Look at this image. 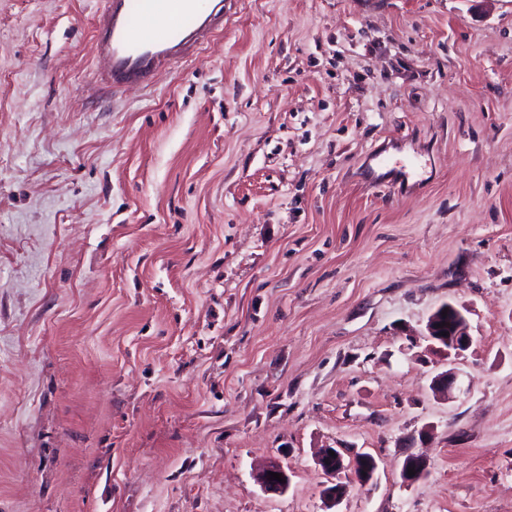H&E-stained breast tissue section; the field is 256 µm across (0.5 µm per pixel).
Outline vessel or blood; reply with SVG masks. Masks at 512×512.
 Masks as SVG:
<instances>
[{
  "label": "vessel or blood",
  "instance_id": "vessel-or-blood-1",
  "mask_svg": "<svg viewBox=\"0 0 512 512\" xmlns=\"http://www.w3.org/2000/svg\"><path fill=\"white\" fill-rule=\"evenodd\" d=\"M226 0H105L94 23L98 78L113 93L145 88L160 71L196 58L224 29ZM147 20L136 33L135 19Z\"/></svg>",
  "mask_w": 512,
  "mask_h": 512
}]
</instances>
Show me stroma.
<instances>
[{"instance_id":"stroma-1","label":"stroma","mask_w":512,"mask_h":512,"mask_svg":"<svg viewBox=\"0 0 512 512\" xmlns=\"http://www.w3.org/2000/svg\"><path fill=\"white\" fill-rule=\"evenodd\" d=\"M103 7L0 0V512H512V0H227L116 98ZM443 311H447L445 317H442ZM449 313H453L451 322H448ZM442 322H445V326H442ZM438 324H441V327H438ZM446 328L448 336H443L442 332H446ZM420 336L429 342L430 346H434L448 355V362L451 363L467 351L474 342V338L469 332L467 317L452 303L440 305L429 315L424 332ZM444 342L447 346L443 345ZM329 450L334 451L335 456H331ZM317 465L331 479L336 478L346 468L344 456L337 448H325L317 459ZM268 472L279 473L280 477L285 480V483H281L278 480H269ZM257 483L266 492L282 493L289 485V478L286 472L281 466L275 462L268 464L262 470L255 475Z\"/></svg>"}]
</instances>
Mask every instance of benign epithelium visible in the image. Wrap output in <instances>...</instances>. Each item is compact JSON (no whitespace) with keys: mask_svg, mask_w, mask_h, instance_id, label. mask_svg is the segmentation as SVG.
Listing matches in <instances>:
<instances>
[{"mask_svg":"<svg viewBox=\"0 0 512 512\" xmlns=\"http://www.w3.org/2000/svg\"><path fill=\"white\" fill-rule=\"evenodd\" d=\"M453 314L452 321H446L442 317L443 312ZM448 332V335H442V332ZM423 340L429 342V345L434 346L440 351L448 355V368L445 371L438 373L433 377L430 388L432 391L439 395H448L454 389L461 386L459 373L452 368V365L458 357L467 351L473 344L474 338L469 332V322L467 317L455 305L447 303L439 306L427 318L424 332L422 333ZM360 459L363 463L364 475L358 484L366 486L374 480L377 463L375 458L367 453L360 454ZM317 465L320 470L327 477L333 479L328 490L323 493V499L328 507L332 508L346 496L349 486L341 482L334 481V478L345 469L344 456L339 450H334V454H329V449H324L317 459ZM414 470L415 474L408 475V470ZM274 472L280 474L284 482L269 479L268 473ZM428 472V462L422 456L413 455L410 461L403 466L401 471L402 480L408 485H412L421 480ZM257 483L266 492L282 493L287 487L286 479L288 475L275 462L268 464L255 475Z\"/></svg>","mask_w":512,"mask_h":512,"instance_id":"1","label":"benign epithelium"}]
</instances>
